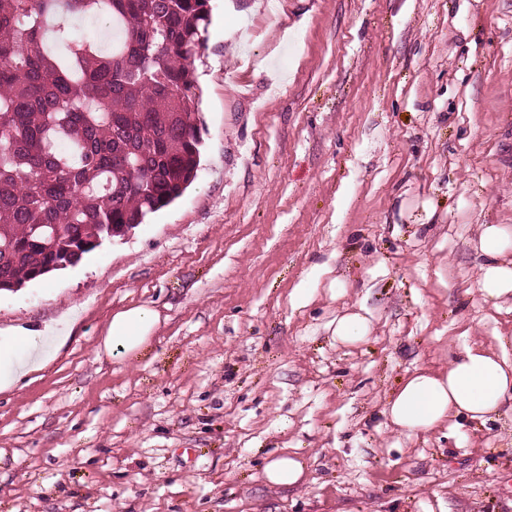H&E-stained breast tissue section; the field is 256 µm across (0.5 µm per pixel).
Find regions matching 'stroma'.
Wrapping results in <instances>:
<instances>
[{
  "label": "stroma",
  "mask_w": 512,
  "mask_h": 512,
  "mask_svg": "<svg viewBox=\"0 0 512 512\" xmlns=\"http://www.w3.org/2000/svg\"><path fill=\"white\" fill-rule=\"evenodd\" d=\"M254 1L210 0L184 196L0 292V363L50 331L0 389V512H512V403L387 413L466 346L512 355V294L479 285L482 225L512 226V0ZM140 305L147 343L105 350ZM157 312L146 306H134L112 316L104 335L108 350L121 348L126 354L139 350L158 323ZM367 333V325L357 315L342 319L336 328V337L344 342L354 343L364 339ZM14 334H17V339L26 343L30 349V357L32 362L20 363L15 366L9 364L5 369L2 370L0 367V388L7 386L17 380L20 376L26 374L31 370L39 369V362L42 359L43 353L40 351L38 346V339L41 337L43 332L36 330H28L24 328H15ZM305 474V462L298 456L284 455L270 461L264 468L268 484L288 487L298 484Z\"/></svg>",
  "instance_id": "1"
}]
</instances>
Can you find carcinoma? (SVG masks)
<instances>
[{"instance_id":"1","label":"carcinoma","mask_w":512,"mask_h":512,"mask_svg":"<svg viewBox=\"0 0 512 512\" xmlns=\"http://www.w3.org/2000/svg\"><path fill=\"white\" fill-rule=\"evenodd\" d=\"M208 3L0 0V290L77 264L195 180ZM95 14L125 24L109 56L69 24Z\"/></svg>"}]
</instances>
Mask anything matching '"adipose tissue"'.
Returning <instances> with one entry per match:
<instances>
[{"instance_id":"ef3b65f1","label":"adipose tissue","mask_w":512,"mask_h":512,"mask_svg":"<svg viewBox=\"0 0 512 512\" xmlns=\"http://www.w3.org/2000/svg\"><path fill=\"white\" fill-rule=\"evenodd\" d=\"M480 248L487 262L482 268L481 293L498 300L512 293V237L497 224L483 226ZM159 316L145 306L116 313L104 335L106 349L131 354L153 332ZM512 399V358L484 346H468L448 366L433 373L417 371L408 377L392 399L391 422L409 433L441 426L454 417L486 420Z\"/></svg>"}]
</instances>
